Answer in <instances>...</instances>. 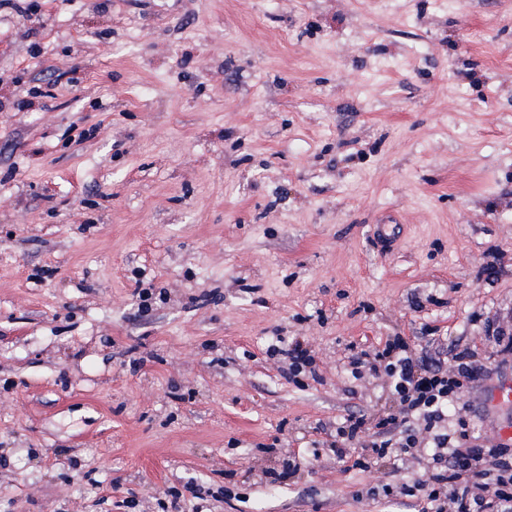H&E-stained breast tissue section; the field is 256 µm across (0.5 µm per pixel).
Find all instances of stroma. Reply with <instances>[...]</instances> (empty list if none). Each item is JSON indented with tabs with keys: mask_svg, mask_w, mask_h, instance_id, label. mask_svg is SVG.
Listing matches in <instances>:
<instances>
[{
	"mask_svg": "<svg viewBox=\"0 0 512 512\" xmlns=\"http://www.w3.org/2000/svg\"><path fill=\"white\" fill-rule=\"evenodd\" d=\"M0 93V512H415L270 475L390 407L350 346L512 312V0H35ZM282 343L280 340H275L268 346L269 352L272 356L280 355L283 359H288V376H297L300 373H308L313 380L321 378L319 368L316 365V360L313 351L309 348L305 338L293 339L288 342L287 346L279 345Z\"/></svg>",
	"mask_w": 512,
	"mask_h": 512,
	"instance_id": "1",
	"label": "stroma"
}]
</instances>
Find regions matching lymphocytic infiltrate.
I'll use <instances>...</instances> for the list:
<instances>
[{
	"label": "lymphocytic infiltrate",
	"mask_w": 512,
	"mask_h": 512,
	"mask_svg": "<svg viewBox=\"0 0 512 512\" xmlns=\"http://www.w3.org/2000/svg\"><path fill=\"white\" fill-rule=\"evenodd\" d=\"M485 369L467 345L446 360L397 339L352 352L346 373L360 390L387 389L392 407L337 422L330 453L344 461L371 449L404 477L386 484V492L416 499L421 512H512V449L477 443L465 418L448 424Z\"/></svg>",
	"instance_id": "f902f5d3"
}]
</instances>
